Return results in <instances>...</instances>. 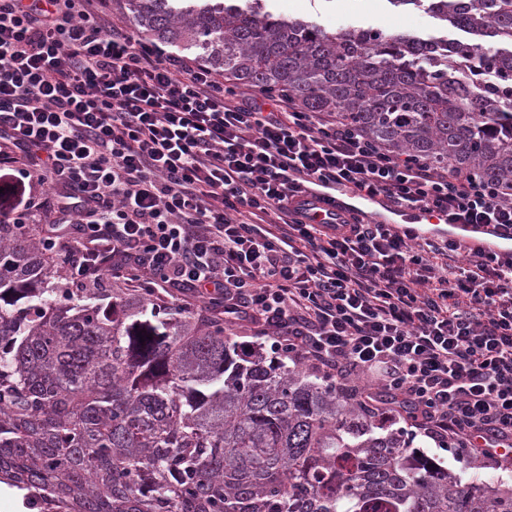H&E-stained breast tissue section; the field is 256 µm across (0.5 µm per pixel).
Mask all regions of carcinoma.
<instances>
[{"label": "carcinoma", "instance_id": "1", "mask_svg": "<svg viewBox=\"0 0 512 512\" xmlns=\"http://www.w3.org/2000/svg\"><path fill=\"white\" fill-rule=\"evenodd\" d=\"M268 0H118L141 32L389 151L512 189V0H389L459 37L334 32ZM145 342H140V339ZM215 319L75 288L0 224V484L41 512H512V488Z\"/></svg>", "mask_w": 512, "mask_h": 512}]
</instances>
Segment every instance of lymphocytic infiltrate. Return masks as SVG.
I'll return each instance as SVG.
<instances>
[{
  "mask_svg": "<svg viewBox=\"0 0 512 512\" xmlns=\"http://www.w3.org/2000/svg\"><path fill=\"white\" fill-rule=\"evenodd\" d=\"M338 186L512 234L501 186L236 93L95 0H0L1 224L37 225L74 284L204 308L437 447L512 468V252L293 205Z\"/></svg>",
  "mask_w": 512,
  "mask_h": 512,
  "instance_id": "obj_1",
  "label": "lymphocytic infiltrate"
}]
</instances>
